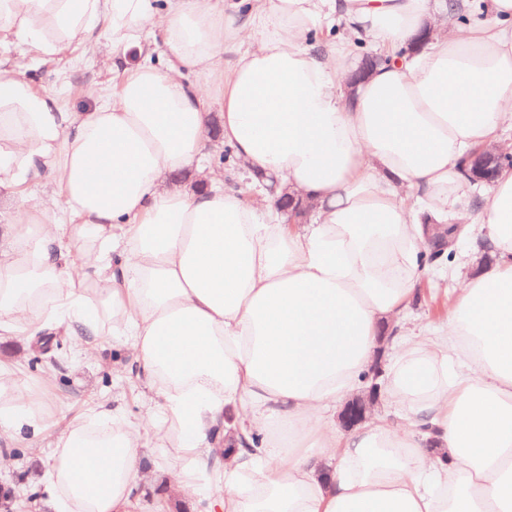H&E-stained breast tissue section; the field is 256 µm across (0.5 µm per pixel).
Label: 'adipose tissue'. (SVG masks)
Returning <instances> with one entry per match:
<instances>
[{"label": "adipose tissue", "mask_w": 512, "mask_h": 512, "mask_svg": "<svg viewBox=\"0 0 512 512\" xmlns=\"http://www.w3.org/2000/svg\"><path fill=\"white\" fill-rule=\"evenodd\" d=\"M485 8L446 35L448 0H0V34L53 57L105 30L123 70L83 112L0 70V335L112 331L163 399L59 430L55 512H138L149 434L194 512H512V167L478 227L493 262L460 281L445 332L397 344L406 423L340 438L328 415L411 303L425 225L469 194L461 160L512 124V0ZM329 19L345 39L310 43ZM148 23L167 61L125 66ZM357 40L393 59L354 85ZM214 114L249 174L310 204L306 223L196 189ZM52 421L0 372V438Z\"/></svg>", "instance_id": "obj_1"}]
</instances>
